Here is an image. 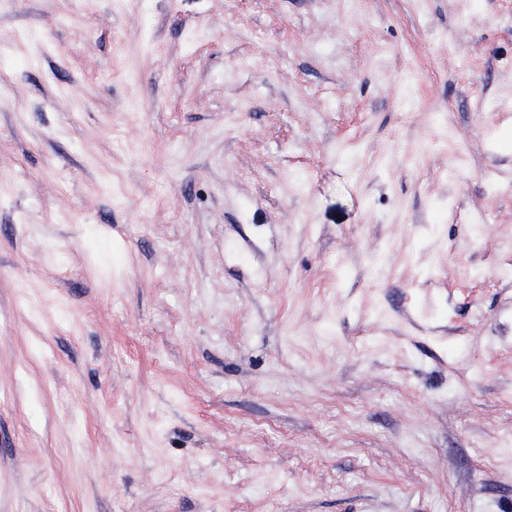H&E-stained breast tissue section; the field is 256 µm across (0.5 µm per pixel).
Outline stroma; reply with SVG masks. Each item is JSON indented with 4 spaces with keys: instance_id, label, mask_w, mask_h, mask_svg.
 Wrapping results in <instances>:
<instances>
[{
    "instance_id": "1",
    "label": "stroma",
    "mask_w": 512,
    "mask_h": 512,
    "mask_svg": "<svg viewBox=\"0 0 512 512\" xmlns=\"http://www.w3.org/2000/svg\"><path fill=\"white\" fill-rule=\"evenodd\" d=\"M0 51V512H512V0H0Z\"/></svg>"
}]
</instances>
